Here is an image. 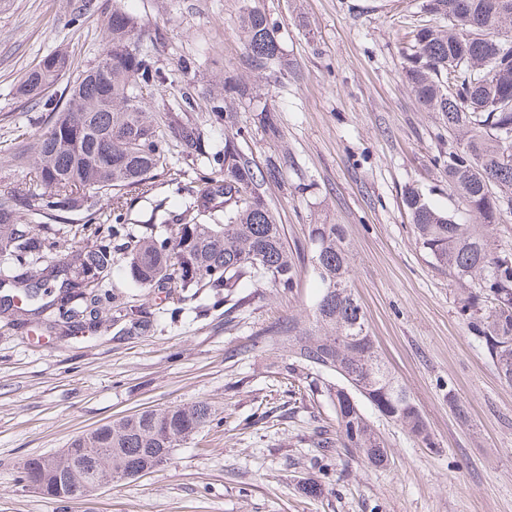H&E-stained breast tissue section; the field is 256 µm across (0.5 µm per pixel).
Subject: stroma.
Here are the masks:
<instances>
[{
    "label": "stroma",
    "mask_w": 512,
    "mask_h": 512,
    "mask_svg": "<svg viewBox=\"0 0 512 512\" xmlns=\"http://www.w3.org/2000/svg\"><path fill=\"white\" fill-rule=\"evenodd\" d=\"M422 0H0V192L21 191L26 177L13 154L34 155L59 88L25 104L16 85L46 53L68 49L72 75L104 48L102 14L122 8L145 24L140 42L167 78L154 111L177 108L182 89L196 92L186 114L204 132V162L170 157L179 182L158 177L130 194L131 224L180 209L178 183L215 170L224 147L215 123L214 88L232 76L253 89L230 102L243 150L257 166L286 156L278 181L263 191L290 248L301 256L292 292L255 289L233 323L223 308L196 316L175 310L156 289L131 287L115 264L108 287L145 304L154 328L120 336L111 313L98 332L74 337L42 323L18 324L0 310V512H512V385L458 316L455 286L415 243L403 205L406 187L445 210L460 206L444 169L433 162L448 129L424 110L403 67ZM264 11L283 48L279 62L254 69L243 44L245 10ZM268 110L280 131L265 130ZM55 223L54 263L69 264L99 236ZM313 224L343 225L351 284L369 334L392 374L419 405L435 442L428 448L400 424L366 414L388 450L385 466L363 463L354 449L313 444L334 418L288 354L264 346L288 322L308 327L321 285L309 257ZM455 391L467 410L448 404ZM209 403L212 422L153 472L104 485L90 495L57 498L17 477L22 459L68 447L81 433L146 408ZM321 484L320 497L300 486Z\"/></svg>",
    "instance_id": "35a3bbf8"
}]
</instances>
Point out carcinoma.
Instances as JSON below:
<instances>
[{
    "mask_svg": "<svg viewBox=\"0 0 512 512\" xmlns=\"http://www.w3.org/2000/svg\"><path fill=\"white\" fill-rule=\"evenodd\" d=\"M428 17L414 29L406 54L405 78L422 107L441 114L456 142L438 151L435 163L448 173L458 193V213L435 207L422 190L409 187L403 196L416 244L433 265L455 282L457 313L485 344L499 376L512 383V249L492 243L495 227L512 217V163L503 156L512 146V0H423ZM105 48L93 66L63 89L65 104L49 114L36 155L22 152L14 160L28 169L24 194H0V256L19 268L45 263L41 279L22 272L14 287L41 309L43 296L74 318L91 303L130 316L131 328L153 330L143 305L121 301L105 288L115 256L125 262L130 281L140 288H174L183 305L204 294L224 305V322L246 303L245 288L268 285L283 292L297 286L298 263L288 248L261 192L282 175L280 163L255 165L234 131L235 113H214L224 122V150L219 168L196 186L186 188L175 236L157 233L155 225L124 224V196L152 190L167 168L171 149L181 157H206L204 132L181 113L193 107L190 89L181 93L178 112L166 113L158 130L152 103L165 78L153 59L135 44L145 25L116 7L102 23ZM245 49L252 66L262 70L280 60L274 24L254 8L242 19ZM71 69L64 49L45 54L17 85L25 99L37 100ZM224 95L248 99L250 88L224 78ZM78 204L90 214L112 206L110 247L100 244L78 252L66 278L59 279L50 260L54 242L41 216L65 224ZM310 262L323 285L311 325L293 324L269 341L288 349L293 365L318 377L335 375L323 395L334 408V424L319 431L316 446L352 448L368 464L379 466L386 448L361 408L364 398L381 416L396 421L416 439L434 446L427 422L410 393L391 375L369 336L364 311L350 285V249L340 224L311 225ZM61 280L57 292L43 291ZM206 402L142 411L75 437L66 453L53 458L54 471L41 470L43 457L19 463L20 479L47 480L46 493L64 498L69 490L90 493L118 473L132 475L164 465L167 449L176 448L211 421ZM95 450L93 464L80 465Z\"/></svg>",
    "mask_w": 512,
    "mask_h": 512,
    "instance_id": "cac0c4a2",
    "label": "carcinoma"
}]
</instances>
